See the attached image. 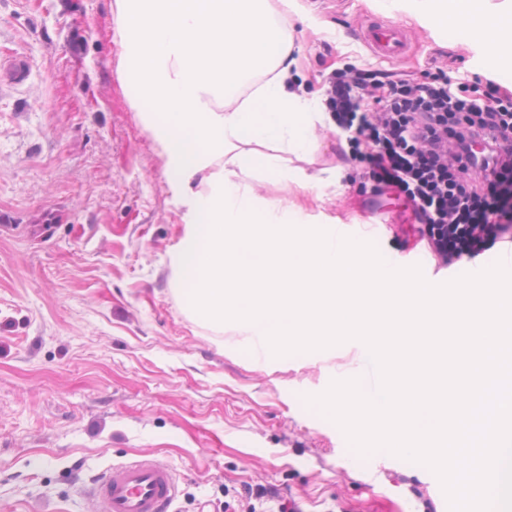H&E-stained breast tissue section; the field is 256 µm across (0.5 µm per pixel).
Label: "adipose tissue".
Here are the masks:
<instances>
[{"mask_svg": "<svg viewBox=\"0 0 512 512\" xmlns=\"http://www.w3.org/2000/svg\"><path fill=\"white\" fill-rule=\"evenodd\" d=\"M384 10L405 9L456 39L476 40L486 47V62L499 67L512 58L501 50L512 39V7L491 0H381Z\"/></svg>", "mask_w": 512, "mask_h": 512, "instance_id": "ef3b65f1", "label": "adipose tissue"}]
</instances>
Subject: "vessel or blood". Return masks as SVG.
<instances>
[{
  "mask_svg": "<svg viewBox=\"0 0 512 512\" xmlns=\"http://www.w3.org/2000/svg\"><path fill=\"white\" fill-rule=\"evenodd\" d=\"M359 39L378 60L401 58L416 34L389 21L361 25ZM333 237L352 236L369 240L377 231L373 224H332ZM95 512H170L179 495L174 469L155 458H141L115 464L102 473L88 489Z\"/></svg>",
  "mask_w": 512,
  "mask_h": 512,
  "instance_id": "b4317fda",
  "label": "vessel or blood"
}]
</instances>
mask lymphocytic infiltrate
<instances>
[{"label":"lymphocytic infiltrate","mask_w":512,"mask_h":512,"mask_svg":"<svg viewBox=\"0 0 512 512\" xmlns=\"http://www.w3.org/2000/svg\"><path fill=\"white\" fill-rule=\"evenodd\" d=\"M324 85L362 206L401 199L407 223L451 262L495 246L512 224L511 83L434 64L416 77L346 65Z\"/></svg>","instance_id":"f902f5d3"}]
</instances>
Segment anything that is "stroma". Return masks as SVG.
<instances>
[{
    "label": "stroma",
    "mask_w": 512,
    "mask_h": 512,
    "mask_svg": "<svg viewBox=\"0 0 512 512\" xmlns=\"http://www.w3.org/2000/svg\"><path fill=\"white\" fill-rule=\"evenodd\" d=\"M289 83L322 99L319 58L371 62L362 20L416 30L397 69L449 62L457 42L378 0H298ZM111 0H0V512H92L107 466L150 456L179 475L175 512H224L226 494H274L290 512H449L434 473L386 451L356 453L304 398L364 375L350 342L283 357L193 318L173 282L185 202L116 73ZM29 57L13 78V54ZM331 119L293 159L319 188L248 178L306 223L364 224ZM380 254L422 252L410 224L385 225Z\"/></svg>",
    "instance_id": "1"
}]
</instances>
